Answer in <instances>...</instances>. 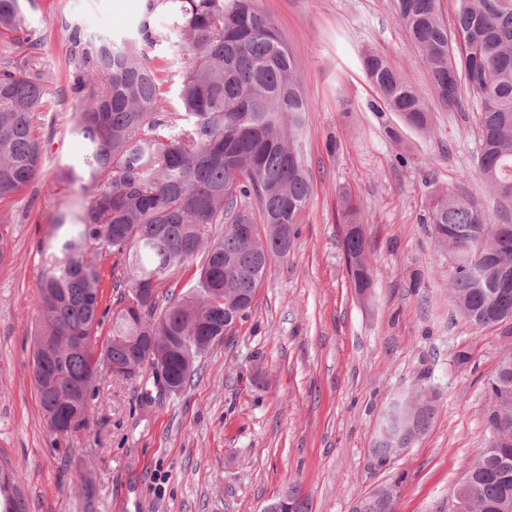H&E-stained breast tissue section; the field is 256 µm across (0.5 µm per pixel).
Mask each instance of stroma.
<instances>
[{
    "mask_svg": "<svg viewBox=\"0 0 512 512\" xmlns=\"http://www.w3.org/2000/svg\"><path fill=\"white\" fill-rule=\"evenodd\" d=\"M294 56L311 106L302 153L313 193L288 255L271 262L248 318L216 342L180 394L158 397L151 378L101 373L89 420L69 440L48 432L32 372L35 306L58 211L92 189L57 182L85 154L70 93L74 35L131 37L144 0H37L27 33L0 37V62L40 40L49 94L35 118L39 175L0 201V462L19 474L27 512H263L298 489L312 512H352L376 486L401 483L397 512H450L453 492L490 435L487 382L512 357V338L473 326L449 292L448 253L422 221L432 190L469 196L491 223L512 224L476 174L479 104L428 101L429 130L376 111L362 65L377 51L428 93V71L396 20L394 0H257ZM152 49L183 126L180 39ZM350 194L375 267L368 297L350 283L336 214ZM470 359L459 363V351ZM429 389L437 411L400 456L378 465L371 448L393 399Z\"/></svg>",
    "mask_w": 512,
    "mask_h": 512,
    "instance_id": "obj_1",
    "label": "stroma"
}]
</instances>
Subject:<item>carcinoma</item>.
<instances>
[{
    "mask_svg": "<svg viewBox=\"0 0 512 512\" xmlns=\"http://www.w3.org/2000/svg\"><path fill=\"white\" fill-rule=\"evenodd\" d=\"M34 0H0V37L29 25ZM397 20L422 53L440 104L472 94L481 104L477 173L502 205L512 206V0H457L454 22L444 23L439 0H394ZM169 12L185 59L181 100L187 125L166 127V101L157 69L145 49L164 41L151 22ZM75 76L70 92L81 102L75 130L87 141L79 167L60 170L57 181H87L94 188L80 210L58 212L48 239L51 263L36 295L40 331L35 343L57 336H86L82 349H57L33 359L34 380L50 432L66 440L85 427L88 400L76 399L74 382H95L106 371L132 381L162 368L175 388L157 384L159 396L177 394L197 374V363L228 334L230 312L248 318L265 278L258 265L283 257L279 231L297 224L312 194L301 140L309 103L297 64L255 0H145L134 34L121 44L107 36L74 35ZM363 67L389 112L416 130L430 127L423 95L386 56L366 52ZM40 43L27 40L22 57L0 64V200L31 183L43 148L33 116L48 94ZM424 222L453 263L451 294L461 314L478 328L512 337V235L488 223L485 213L450 191L433 190ZM338 223L358 224L345 196ZM224 236L206 242L208 226ZM250 224L253 239L238 229ZM351 279L372 283L375 269L364 230L343 239ZM114 257L127 294L112 310V330L97 345L101 275L91 254ZM203 256L196 285L161 305L156 288L177 267ZM487 429L504 433L473 462L463 492L477 512H500L512 498V357L487 382ZM436 405L389 408L388 429L412 444L430 427ZM372 457L389 462L393 441L376 440ZM16 477L0 465V512H22L13 495ZM396 501L367 496L353 512H395Z\"/></svg>",
    "mask_w": 512,
    "mask_h": 512,
    "instance_id": "1",
    "label": "carcinoma"
}]
</instances>
